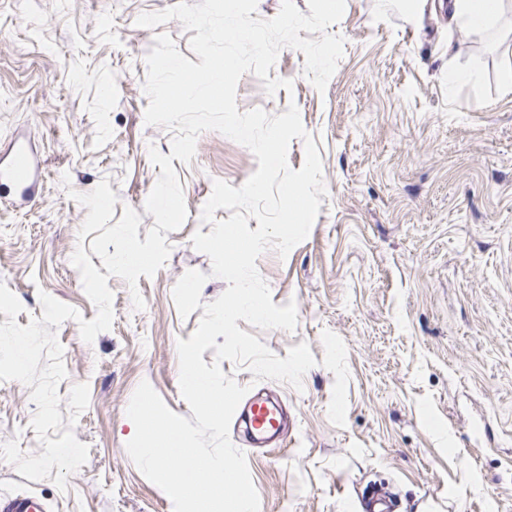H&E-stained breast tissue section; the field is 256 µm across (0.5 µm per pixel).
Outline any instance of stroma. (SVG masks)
I'll list each match as a JSON object with an SVG mask.
<instances>
[{"instance_id":"stroma-1","label":"stroma","mask_w":512,"mask_h":512,"mask_svg":"<svg viewBox=\"0 0 512 512\" xmlns=\"http://www.w3.org/2000/svg\"><path fill=\"white\" fill-rule=\"evenodd\" d=\"M177 2L0 0V147L31 139L42 171L29 206L0 197V281L24 307L20 326L41 317L43 291L82 319L97 313L71 262L88 213L73 193L108 180L115 216L139 212L142 238L155 224L144 205L161 168L149 150L170 154L172 134L144 120L146 56L163 32L184 57L195 54L180 21L146 29L136 20ZM464 30L439 0H419L413 22L391 0H346L329 28L345 45L325 92L293 48L269 70L292 90L267 94L250 72L238 83L239 111L297 105L326 187L308 237L286 257L269 249L256 261L273 303L295 302V330L239 324L282 358L307 343L315 365L297 389L221 363L239 385L277 394L291 419L282 447L245 451L261 512H359L358 491L377 473L403 512H512V92L502 87L512 13L495 35L466 40ZM454 69L467 79L449 81ZM172 165L188 217L167 235L165 265L138 279L144 309L113 276L111 329L89 344L77 321L56 330L62 417L75 385L90 391L73 426L89 447L85 465L62 491L0 459V492L32 491L51 512H174L126 451L135 433L126 409L145 381L190 416L177 341L201 314L181 317L172 291L197 270L207 276L202 303L224 293L192 237L211 230L201 211L214 181L240 187L258 163L208 130L191 163ZM31 392L0 381V445L39 455Z\"/></svg>"}]
</instances>
